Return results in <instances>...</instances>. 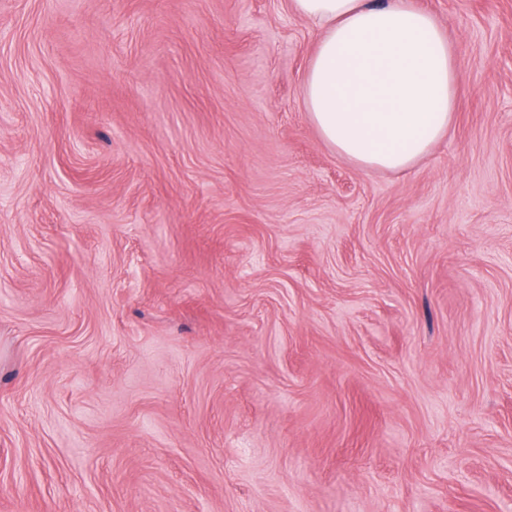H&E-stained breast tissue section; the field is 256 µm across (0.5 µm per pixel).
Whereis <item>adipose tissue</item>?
Masks as SVG:
<instances>
[{"label":"adipose tissue","instance_id":"ef3b65f1","mask_svg":"<svg viewBox=\"0 0 512 512\" xmlns=\"http://www.w3.org/2000/svg\"><path fill=\"white\" fill-rule=\"evenodd\" d=\"M318 33L301 87L321 140L363 171H404L448 132L456 51L415 0H290Z\"/></svg>","mask_w":512,"mask_h":512}]
</instances>
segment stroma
I'll list each match as a JSON object with an SVG mask.
<instances>
[{
    "mask_svg": "<svg viewBox=\"0 0 512 512\" xmlns=\"http://www.w3.org/2000/svg\"><path fill=\"white\" fill-rule=\"evenodd\" d=\"M364 172L289 0H0V512H512V0Z\"/></svg>",
    "mask_w": 512,
    "mask_h": 512,
    "instance_id": "stroma-1",
    "label": "stroma"
}]
</instances>
